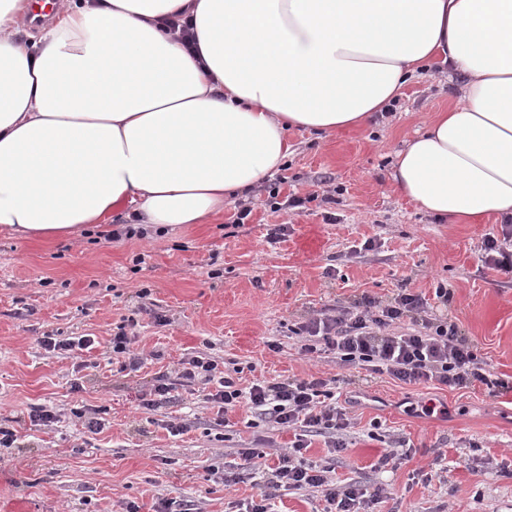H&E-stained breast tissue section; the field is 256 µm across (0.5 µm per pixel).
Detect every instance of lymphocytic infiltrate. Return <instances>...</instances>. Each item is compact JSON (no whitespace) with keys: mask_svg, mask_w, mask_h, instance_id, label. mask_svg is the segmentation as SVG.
Here are the masks:
<instances>
[{"mask_svg":"<svg viewBox=\"0 0 512 512\" xmlns=\"http://www.w3.org/2000/svg\"><path fill=\"white\" fill-rule=\"evenodd\" d=\"M424 311L422 300L403 290L385 303L361 298L335 314L293 327L291 334L303 354L317 358L331 354L341 364L372 374L386 373L405 384L434 381L451 389L479 384L498 387L487 362L478 357L457 325L425 317ZM178 376L187 384L208 385L205 399L219 413L243 403L261 420L296 431L292 445L275 450L271 461H262L254 449L243 448L233 467L221 463L211 466L213 482L227 488L243 477L263 476L260 492L245 512H273L272 501L283 491L321 494L323 512H359L362 506L383 497L382 485L369 489L358 483L338 482L330 467L305 456L312 436H329L334 450L344 448L341 434L348 420L326 379L270 382L245 390L220 369L213 356L203 352L184 362Z\"/></svg>","mask_w":512,"mask_h":512,"instance_id":"lymphocytic-infiltrate-1","label":"lymphocytic infiltrate"}]
</instances>
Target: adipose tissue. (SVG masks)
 Returning <instances> with one entry per match:
<instances>
[{"label": "adipose tissue", "mask_w": 512, "mask_h": 512, "mask_svg": "<svg viewBox=\"0 0 512 512\" xmlns=\"http://www.w3.org/2000/svg\"><path fill=\"white\" fill-rule=\"evenodd\" d=\"M0 0V228L66 238L135 214L205 224L288 158L289 129L386 111L420 69L464 77L394 156L450 223L512 218V0Z\"/></svg>", "instance_id": "obj_1"}]
</instances>
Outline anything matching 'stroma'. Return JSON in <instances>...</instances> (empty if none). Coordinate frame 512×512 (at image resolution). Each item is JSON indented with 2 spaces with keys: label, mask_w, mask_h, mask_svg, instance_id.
<instances>
[{
  "label": "stroma",
  "mask_w": 512,
  "mask_h": 512,
  "mask_svg": "<svg viewBox=\"0 0 512 512\" xmlns=\"http://www.w3.org/2000/svg\"><path fill=\"white\" fill-rule=\"evenodd\" d=\"M455 93L447 75L428 70L368 126L325 137L290 132L287 164L207 224L115 241L106 234L119 216L75 240L0 230V422L19 432L16 447L0 450V512H123L129 503L154 512L163 498L233 512L255 496L249 478L228 492L215 485L211 464L234 461L241 448L289 447L293 430L261 422L243 404L218 415L198 384L176 386L173 403L139 407L157 376L176 378L205 350L238 369L244 388L314 375L350 398L344 450L315 436L306 456L340 481H383L372 512H512V276L485 265L481 251L486 234L512 239V221L446 223L389 178L404 138ZM292 198L302 206H289ZM245 205L251 214L237 223ZM280 224L286 235L269 242ZM403 288L429 315L448 314L510 390L370 380L334 358L308 359L289 336L328 309L387 301ZM440 288L448 300L437 298ZM120 329L145 359L139 369L112 360ZM44 336H92L97 345L78 358L52 355L39 345ZM36 405L52 408L57 422L31 423ZM83 406L100 411L101 432L74 416ZM171 423L186 429L172 434ZM391 441L408 456L379 470ZM434 469L441 480H428Z\"/></svg>",
  "instance_id": "stroma-1"
}]
</instances>
